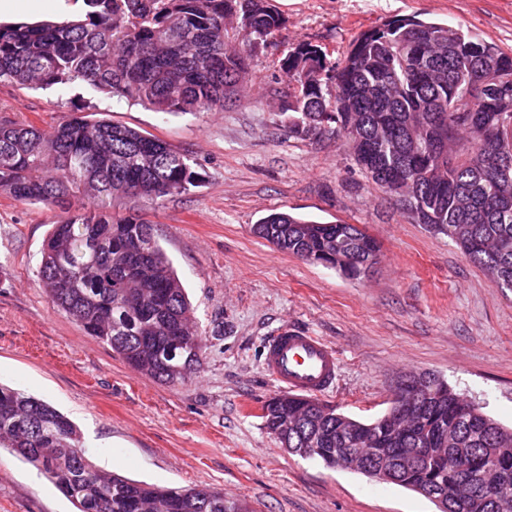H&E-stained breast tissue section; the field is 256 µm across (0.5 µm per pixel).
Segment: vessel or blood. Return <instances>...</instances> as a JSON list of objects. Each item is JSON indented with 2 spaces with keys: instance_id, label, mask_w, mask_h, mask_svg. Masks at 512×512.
<instances>
[{
  "instance_id": "vessel-or-blood-1",
  "label": "vessel or blood",
  "mask_w": 512,
  "mask_h": 512,
  "mask_svg": "<svg viewBox=\"0 0 512 512\" xmlns=\"http://www.w3.org/2000/svg\"><path fill=\"white\" fill-rule=\"evenodd\" d=\"M263 368L284 391L313 397L335 388L340 362L335 348L321 337L286 326L267 341Z\"/></svg>"
}]
</instances>
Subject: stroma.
<instances>
[{
    "label": "stroma",
    "mask_w": 512,
    "mask_h": 512,
    "mask_svg": "<svg viewBox=\"0 0 512 512\" xmlns=\"http://www.w3.org/2000/svg\"><path fill=\"white\" fill-rule=\"evenodd\" d=\"M287 24L251 51L237 102L163 114L76 85H0V115L47 130L71 115L105 118L189 155L201 187L146 206L207 342L176 387L128 365L53 304L38 280L61 213L0 194V383L49 402L80 429L87 455L134 481L207 487L253 512H438L421 494L288 453L264 428L279 387L264 345L284 325L322 337L340 359L322 402L370 420L409 376L429 373L512 427V291L494 286L447 236L414 223L356 165L344 137L295 136L280 70L300 42L344 58L363 30L402 16L462 26L512 49V0H270ZM286 211L355 224L379 245L353 279L279 251L253 227ZM0 512H75L10 449L0 448Z\"/></svg>",
    "instance_id": "1"
}]
</instances>
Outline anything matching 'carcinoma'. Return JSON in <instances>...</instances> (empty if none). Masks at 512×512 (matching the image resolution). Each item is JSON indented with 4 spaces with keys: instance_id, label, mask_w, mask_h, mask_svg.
I'll list each match as a JSON object with an SVG mask.
<instances>
[{
    "instance_id": "obj_1",
    "label": "carcinoma",
    "mask_w": 512,
    "mask_h": 512,
    "mask_svg": "<svg viewBox=\"0 0 512 512\" xmlns=\"http://www.w3.org/2000/svg\"><path fill=\"white\" fill-rule=\"evenodd\" d=\"M85 14L63 22L0 23V85L67 88L82 82L164 113L222 112L246 71L229 42L238 21L250 49L270 43L286 19L268 0H84ZM512 74V52L471 31L415 16L360 32L340 64L318 46L284 50L280 69L295 86L288 126L307 137L343 135L354 153L375 157L377 182L417 224L448 236L499 288L512 289V120L479 91L486 69ZM334 94H327L328 87ZM471 106L493 133L459 123ZM442 135L463 137L459 155L430 151ZM193 160L167 142L113 123L72 116L49 130L0 117V194L58 208L39 279L56 306L137 370L168 386L191 378L200 360L157 358L171 336L204 348L206 336L172 262L142 215L144 204L200 186ZM254 234L279 250L329 263L357 278L380 251L356 224L307 221L274 212ZM264 425L289 453L346 469L342 454L371 443L382 459L406 460L396 484L428 499L472 482L454 512H493L479 483L492 469L512 483V429L446 384L415 401L414 422L394 435L318 400L283 393L264 406ZM0 447L39 470L78 512H250L246 501L209 488L158 487L96 467L73 422L48 403L0 386ZM457 448L448 466L442 449ZM508 452H503V449Z\"/></svg>"
}]
</instances>
